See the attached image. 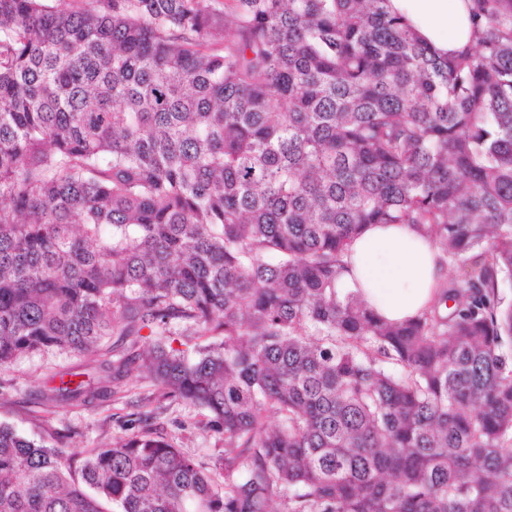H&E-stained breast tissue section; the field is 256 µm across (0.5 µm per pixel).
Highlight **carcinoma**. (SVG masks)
I'll return each instance as SVG.
<instances>
[{"mask_svg": "<svg viewBox=\"0 0 512 512\" xmlns=\"http://www.w3.org/2000/svg\"><path fill=\"white\" fill-rule=\"evenodd\" d=\"M471 23L449 57L390 0H0V367L74 353L97 385L44 405L137 377L224 437L0 424V512H512V0ZM369 224L460 270L404 323L340 281Z\"/></svg>", "mask_w": 512, "mask_h": 512, "instance_id": "1", "label": "carcinoma"}]
</instances>
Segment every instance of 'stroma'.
<instances>
[{
  "instance_id": "obj_1",
  "label": "stroma",
  "mask_w": 512,
  "mask_h": 512,
  "mask_svg": "<svg viewBox=\"0 0 512 512\" xmlns=\"http://www.w3.org/2000/svg\"><path fill=\"white\" fill-rule=\"evenodd\" d=\"M64 373L77 374L79 380L91 383L97 377L85 358L59 350L34 352L0 369V423L47 445L64 439L69 451L78 453L125 437L129 432L125 420L135 413L141 418L140 429L161 432L204 467H211L224 451V440L211 431L206 410L164 397L138 380L120 399L107 397L88 405L62 403L44 408L42 391Z\"/></svg>"
}]
</instances>
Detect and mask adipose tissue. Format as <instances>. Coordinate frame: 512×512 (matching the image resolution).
I'll return each instance as SVG.
<instances>
[{
    "instance_id": "ef3b65f1",
    "label": "adipose tissue",
    "mask_w": 512,
    "mask_h": 512,
    "mask_svg": "<svg viewBox=\"0 0 512 512\" xmlns=\"http://www.w3.org/2000/svg\"><path fill=\"white\" fill-rule=\"evenodd\" d=\"M436 52L463 50L471 42L469 0H391ZM343 282L386 320L417 315L434 300L442 280L440 253L407 224H375L353 242Z\"/></svg>"
}]
</instances>
